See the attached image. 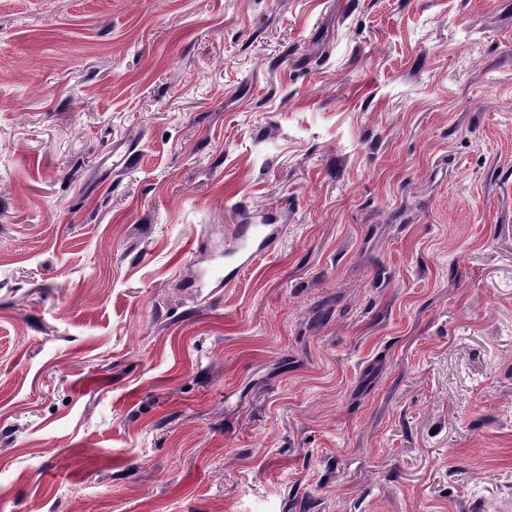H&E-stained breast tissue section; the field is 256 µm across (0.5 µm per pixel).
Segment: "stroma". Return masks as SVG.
<instances>
[{
	"label": "stroma",
	"instance_id": "35a3bbf8",
	"mask_svg": "<svg viewBox=\"0 0 512 512\" xmlns=\"http://www.w3.org/2000/svg\"><path fill=\"white\" fill-rule=\"evenodd\" d=\"M0 512H512V0H0ZM272 224H236L235 236L241 247L234 252L235 257L224 264V280L238 277L250 268L263 254L276 245L277 236Z\"/></svg>",
	"mask_w": 512,
	"mask_h": 512
}]
</instances>
